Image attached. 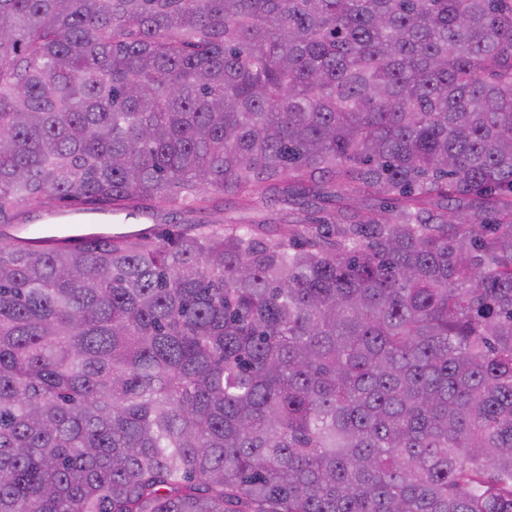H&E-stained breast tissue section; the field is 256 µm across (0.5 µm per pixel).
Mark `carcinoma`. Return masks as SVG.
<instances>
[{
    "mask_svg": "<svg viewBox=\"0 0 512 512\" xmlns=\"http://www.w3.org/2000/svg\"><path fill=\"white\" fill-rule=\"evenodd\" d=\"M271 192L0 236V512H512V0H0V227ZM290 209L284 202L274 199L271 200L266 208V211H244L238 210L235 205L224 200V197L219 194H209L207 201L204 203V209L197 210L194 213L177 215V219L185 218L191 219L195 222L211 224L214 221L232 219L237 221L248 220H262L270 219L271 221L279 217V213ZM131 215H128L127 224H133L135 229H147L152 230L153 228L159 227L165 220H171L172 215H168L169 210H163L160 208L149 209L140 208L130 211Z\"/></svg>",
    "mask_w": 512,
    "mask_h": 512,
    "instance_id": "obj_1",
    "label": "carcinoma"
}]
</instances>
